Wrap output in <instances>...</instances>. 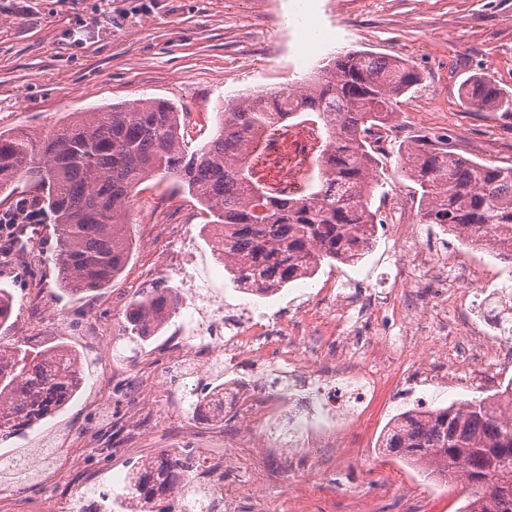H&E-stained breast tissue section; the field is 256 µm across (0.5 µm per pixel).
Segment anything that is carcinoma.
Wrapping results in <instances>:
<instances>
[{
    "instance_id": "carcinoma-1",
    "label": "carcinoma",
    "mask_w": 512,
    "mask_h": 512,
    "mask_svg": "<svg viewBox=\"0 0 512 512\" xmlns=\"http://www.w3.org/2000/svg\"><path fill=\"white\" fill-rule=\"evenodd\" d=\"M407 61L362 51L341 53L298 89L259 91L227 105L211 140L189 150L180 112L164 101L78 112L36 139L0 131V194L27 181L30 196L55 224L61 287L80 294L108 286L132 248L131 195L144 181L176 179L224 225V271L240 288H281L325 263L357 261L373 241L377 213L374 125L394 118L397 99L418 85ZM478 112L512 109L488 77L462 84ZM300 112H311L327 138L318 183L285 196L250 155L253 142ZM420 188V223L459 235L494 233L512 241V167L487 165L454 151L448 139L417 137L401 155ZM177 308L172 287L143 294L126 313L129 340L157 331ZM81 355L58 344L30 353L0 343V441L22 435L69 402L83 384ZM386 456L444 479H462L471 496L462 512H512V417L481 398L396 416L383 436ZM189 463L145 460L133 470L124 501L152 512L164 497L193 512L206 491L190 488ZM27 456L0 467V483L29 475Z\"/></svg>"
}]
</instances>
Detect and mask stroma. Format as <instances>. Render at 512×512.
Here are the masks:
<instances>
[{"label":"stroma","instance_id":"1","mask_svg":"<svg viewBox=\"0 0 512 512\" xmlns=\"http://www.w3.org/2000/svg\"><path fill=\"white\" fill-rule=\"evenodd\" d=\"M340 51L385 53L408 60L419 86L400 97L395 128L377 169L373 208L386 211L397 186L406 184L401 149L423 134L448 135L457 151L478 162L512 167V112H476L460 104L463 80L481 74L512 94V0H0V131L49 132L73 113L106 109L140 98L174 104L190 149L215 131L227 101L255 90L292 88ZM133 249L124 270L103 289L74 295L60 287L54 265V226L40 222L38 249L0 255V288L14 298L0 340L42 349L63 341L87 362L77 396L25 436L0 442V461L36 448H51V461L32 477L0 487V512L28 505L44 512L57 498L86 495L110 502L124 493V477L139 461L181 447L191 425L204 444L230 459L224 498L234 512H458L470 490L380 451L391 420L414 409L485 397L483 389L449 381L407 387L418 360L394 361L390 376L371 391L358 414L336 431L332 451L315 454L306 437L295 441L296 468L264 451L269 425L217 426L192 409L181 381L197 367L174 372L170 386H140L136 404L114 407L103 385L110 368L102 344L91 338L94 320L107 319L112 345L128 359L132 378L153 372L176 322L132 343L123 328L128 305L159 265L148 246L151 224H189L190 262L202 268L225 305L262 304L235 288L223 267L211 263L207 216L174 181L142 183L131 201ZM397 243L378 225L372 247L354 263L322 265L305 284L277 294L295 307L299 289L317 293L331 282L396 304L392 269ZM316 471L309 479L308 471Z\"/></svg>","mask_w":512,"mask_h":512}]
</instances>
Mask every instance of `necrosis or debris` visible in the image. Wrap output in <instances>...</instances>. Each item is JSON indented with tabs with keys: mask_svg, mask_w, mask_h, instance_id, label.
<instances>
[{
	"mask_svg": "<svg viewBox=\"0 0 512 512\" xmlns=\"http://www.w3.org/2000/svg\"><path fill=\"white\" fill-rule=\"evenodd\" d=\"M322 143L316 128L287 126L263 136L256 151L279 189L300 195L308 188L315 149ZM391 211L398 245L415 256L413 264L397 265L398 283L430 290L436 296V307L452 308L444 322L445 331L456 338L449 352L452 366L476 385L501 390L506 382L503 367L512 362V325L506 320L512 314V292L494 279L475 283L472 267L455 265L421 248L418 226L409 219L410 202L403 191L395 192ZM152 235L162 242L165 253L159 277L179 278L182 322L179 336L171 344L172 358L201 364L218 358L243 370L242 376L224 383L227 412L241 416L262 413L265 419L285 423L291 437L325 433L334 430L337 417L351 415L368 390L385 379L395 354L432 348L430 342H418L411 333L392 342L394 326L409 321L407 309H398L389 317L377 296L359 298L333 286L289 315L255 309L225 319L223 302L211 301L205 309L198 305L201 283L184 262L192 245L190 227L157 224ZM476 287L497 299L503 321H473L471 293ZM370 320L378 323L376 341L385 342L384 355L375 354V341L358 342L339 334L341 323L351 321L360 328ZM186 442L194 446L200 460L192 481L202 484L209 498H223L226 459L199 447L195 437H187Z\"/></svg>",
	"mask_w": 512,
	"mask_h": 512,
	"instance_id": "necrosis-or-debris-1",
	"label": "necrosis or debris"
}]
</instances>
